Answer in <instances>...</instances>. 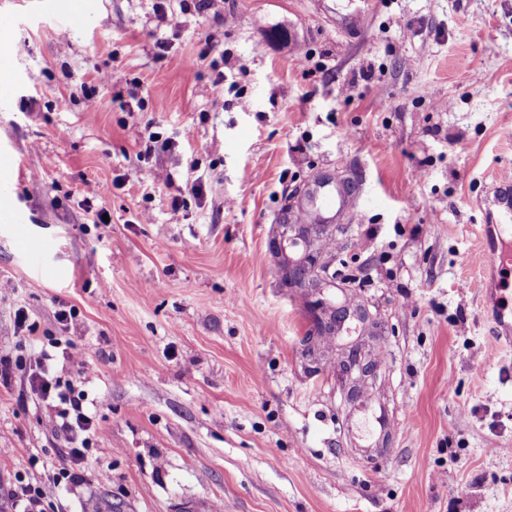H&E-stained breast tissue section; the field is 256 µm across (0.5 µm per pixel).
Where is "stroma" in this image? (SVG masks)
I'll return each mask as SVG.
<instances>
[{
    "label": "stroma",
    "instance_id": "obj_1",
    "mask_svg": "<svg viewBox=\"0 0 512 512\" xmlns=\"http://www.w3.org/2000/svg\"><path fill=\"white\" fill-rule=\"evenodd\" d=\"M71 4L68 30L0 0L26 47L0 92V512L22 482L54 512H512V347L475 264L512 179V0H379L358 34L348 0ZM321 171L361 195L333 268L380 336L352 412L269 250ZM51 343L101 427L72 481L18 361Z\"/></svg>",
    "mask_w": 512,
    "mask_h": 512
}]
</instances>
